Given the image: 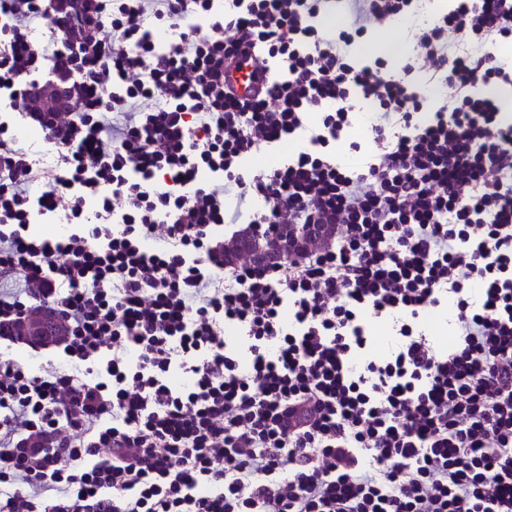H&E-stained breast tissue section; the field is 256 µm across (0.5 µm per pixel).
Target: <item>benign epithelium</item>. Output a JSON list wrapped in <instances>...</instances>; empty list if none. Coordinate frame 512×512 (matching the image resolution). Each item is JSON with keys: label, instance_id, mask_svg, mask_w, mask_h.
<instances>
[{"label": "benign epithelium", "instance_id": "obj_1", "mask_svg": "<svg viewBox=\"0 0 512 512\" xmlns=\"http://www.w3.org/2000/svg\"><path fill=\"white\" fill-rule=\"evenodd\" d=\"M75 82L70 73L51 71L46 89L37 95L40 111L52 112L67 104L74 92ZM288 237L280 240L261 233L246 232L240 236V250L251 255L262 266L277 267L284 262L303 255L314 246H326L335 238L334 224H290ZM61 320L56 312L45 309L38 314L23 317L16 322L15 335L29 343H46L58 339L57 327Z\"/></svg>", "mask_w": 512, "mask_h": 512}]
</instances>
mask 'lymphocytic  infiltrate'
I'll use <instances>...</instances> for the list:
<instances>
[{"label": "lymphocytic infiltrate", "mask_w": 512, "mask_h": 512, "mask_svg": "<svg viewBox=\"0 0 512 512\" xmlns=\"http://www.w3.org/2000/svg\"><path fill=\"white\" fill-rule=\"evenodd\" d=\"M78 2L64 30L0 0V340L43 308L65 332L64 364L0 354V512H512V119L477 90L512 85L490 50L512 0L408 27L400 77L349 48L424 0ZM248 53L255 100L224 78ZM50 66L79 87L45 121ZM415 71L447 91L435 112ZM355 96L376 118L350 170L331 144ZM291 136L306 149L250 167ZM38 215L69 233L32 236ZM226 224L336 236L267 268L225 262Z\"/></svg>", "instance_id": "f902f5d3"}]
</instances>
